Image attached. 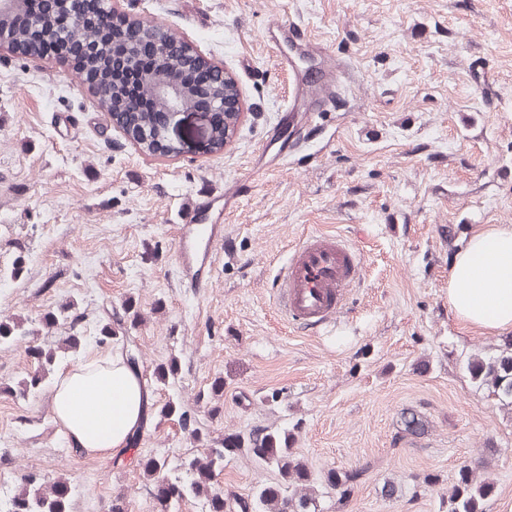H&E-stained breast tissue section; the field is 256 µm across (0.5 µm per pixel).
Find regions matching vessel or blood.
<instances>
[{
    "instance_id": "1",
    "label": "vessel or blood",
    "mask_w": 512,
    "mask_h": 512,
    "mask_svg": "<svg viewBox=\"0 0 512 512\" xmlns=\"http://www.w3.org/2000/svg\"><path fill=\"white\" fill-rule=\"evenodd\" d=\"M264 37L276 51L280 68L294 81L288 122L303 127L310 112L330 101L331 88L346 77L345 70L319 44L302 38L297 25L278 13L269 14ZM235 187L191 194L178 207L188 230L179 242L184 269L199 271L224 243V211L235 200ZM362 258L340 235L306 236L290 252L279 273L276 302L296 324L318 327L342 311L350 288L359 281Z\"/></svg>"
}]
</instances>
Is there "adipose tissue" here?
Listing matches in <instances>:
<instances>
[{
    "label": "adipose tissue",
    "instance_id": "obj_1",
    "mask_svg": "<svg viewBox=\"0 0 512 512\" xmlns=\"http://www.w3.org/2000/svg\"><path fill=\"white\" fill-rule=\"evenodd\" d=\"M448 306L461 322L499 336L512 334V225L496 224L469 237L450 265ZM150 399L139 372L113 355L64 369L53 388L52 411L74 450L108 455L126 448Z\"/></svg>",
    "mask_w": 512,
    "mask_h": 512
}]
</instances>
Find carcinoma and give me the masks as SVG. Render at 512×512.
Returning <instances> with one entry per match:
<instances>
[{
	"label": "carcinoma",
	"mask_w": 512,
	"mask_h": 512,
	"mask_svg": "<svg viewBox=\"0 0 512 512\" xmlns=\"http://www.w3.org/2000/svg\"><path fill=\"white\" fill-rule=\"evenodd\" d=\"M22 15L32 21V25L45 35V41L38 43L36 53L45 54L48 50L66 46L74 38L89 41H102L110 25V12H99L96 26L72 23L61 24L58 19L44 16L35 11L30 0H12L10 10L0 15V24L12 25L15 18ZM101 70L109 80L111 94L101 108L107 119L112 113L125 112L129 108L126 79H112L107 54L104 51L89 61ZM182 62L173 60L140 78L144 97H150L151 88L167 80L170 71L181 68ZM80 315L76 307L69 304L48 312L43 316L44 327L50 329L61 322L77 325ZM25 335L18 323H0V345L11 343ZM35 369L22 380L18 394L25 398L40 391L42 384L53 370L57 351L34 345L29 349ZM464 369L471 383L496 401L499 408L512 416V336L488 348H480L468 355ZM178 363L171 359L158 364L153 373L155 382L161 386L176 384ZM157 412L160 417L178 418L182 429H190L194 442L204 448V452L183 458L176 466L179 476H171V468L164 458L150 457L143 463L144 472L150 477L152 492L164 506L178 505L189 499L201 498L207 503L208 512H224L228 507L235 512H322L320 489L336 491L338 503L349 499L355 486L359 485L366 473L363 467L337 470L330 469L320 482L310 468L299 458L291 444L294 434L289 430L272 431L266 428L251 430L243 435H234L215 441L192 424L188 411L179 402L166 400ZM401 433L406 437L419 438L428 432L427 422L414 411L401 415ZM239 452H244L277 470L281 485L264 487L254 495L236 498L224 505V498L212 491V479L224 471V460ZM497 448L492 441L485 442L483 450L473 461L458 469L455 483L448 489V496L440 498V508L445 512H487V503L495 495L496 481L491 477V464ZM67 485L62 482H47L36 473L24 475L11 498L8 512H68Z\"/></svg>",
	"instance_id": "obj_1"
}]
</instances>
